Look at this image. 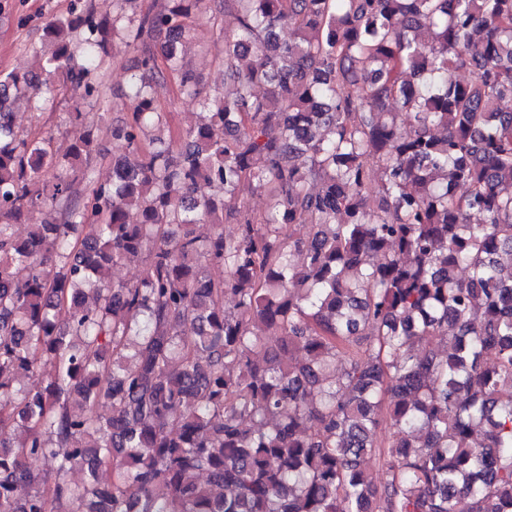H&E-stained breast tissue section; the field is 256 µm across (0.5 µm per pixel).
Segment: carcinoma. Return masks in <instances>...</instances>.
<instances>
[{"label":"carcinoma","instance_id":"obj_1","mask_svg":"<svg viewBox=\"0 0 512 512\" xmlns=\"http://www.w3.org/2000/svg\"><path fill=\"white\" fill-rule=\"evenodd\" d=\"M115 2L0 76V512H512V0H225L235 90L174 139L148 137L169 113L145 76L194 93L205 0ZM157 31L111 184L80 107L63 151L18 134L13 105L59 91L42 75L96 103L110 41Z\"/></svg>","mask_w":512,"mask_h":512}]
</instances>
